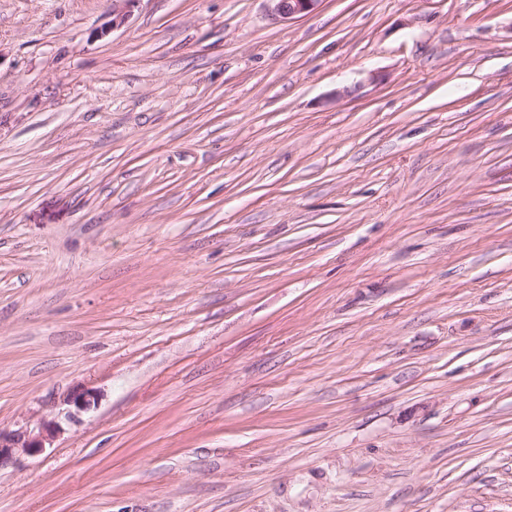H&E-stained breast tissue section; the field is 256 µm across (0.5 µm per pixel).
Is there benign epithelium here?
Instances as JSON below:
<instances>
[{"instance_id":"obj_1","label":"benign epithelium","mask_w":512,"mask_h":512,"mask_svg":"<svg viewBox=\"0 0 512 512\" xmlns=\"http://www.w3.org/2000/svg\"><path fill=\"white\" fill-rule=\"evenodd\" d=\"M272 12L283 21L307 16L319 9L323 0H270ZM96 403V394L89 389L70 392L61 403L56 418L42 421L34 427L11 432L0 430V469L15 466L22 456H35L51 447L63 432V424L76 420Z\"/></svg>"}]
</instances>
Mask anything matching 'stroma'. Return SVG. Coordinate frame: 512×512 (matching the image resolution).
<instances>
[{
    "instance_id": "obj_1",
    "label": "stroma",
    "mask_w": 512,
    "mask_h": 512,
    "mask_svg": "<svg viewBox=\"0 0 512 512\" xmlns=\"http://www.w3.org/2000/svg\"><path fill=\"white\" fill-rule=\"evenodd\" d=\"M0 0V512H512V0ZM272 12L283 21L307 16L319 9L323 0H269ZM96 400V394L92 390H73L61 403L62 408L56 418L11 432L0 429V470L16 466L24 455L35 456L50 448L63 432V424L75 421L82 412L95 405Z\"/></svg>"
}]
</instances>
